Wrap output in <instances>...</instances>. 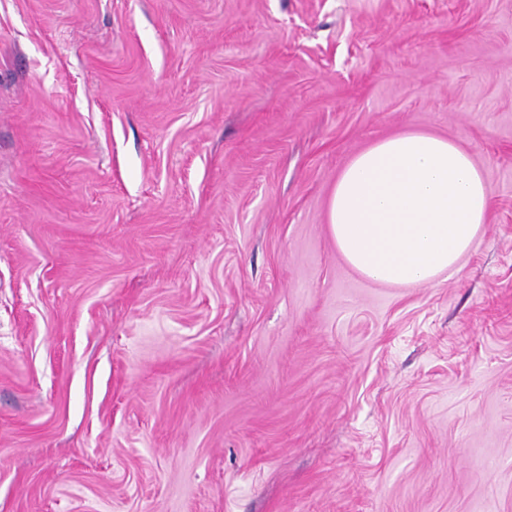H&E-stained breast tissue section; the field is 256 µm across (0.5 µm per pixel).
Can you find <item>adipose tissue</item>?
<instances>
[{
  "label": "adipose tissue",
  "instance_id": "1",
  "mask_svg": "<svg viewBox=\"0 0 512 512\" xmlns=\"http://www.w3.org/2000/svg\"><path fill=\"white\" fill-rule=\"evenodd\" d=\"M490 194L453 141L409 132L374 142L336 178L329 229L344 260L392 286L432 282L480 232Z\"/></svg>",
  "mask_w": 512,
  "mask_h": 512
}]
</instances>
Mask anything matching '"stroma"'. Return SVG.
<instances>
[{
  "label": "stroma",
  "instance_id": "35a3bbf8",
  "mask_svg": "<svg viewBox=\"0 0 512 512\" xmlns=\"http://www.w3.org/2000/svg\"><path fill=\"white\" fill-rule=\"evenodd\" d=\"M409 131L491 203L389 287ZM0 512H512V0H0ZM489 204L467 152L451 140L409 132L374 142L340 171L329 229L364 278L418 286L455 267L485 224Z\"/></svg>",
  "mask_w": 512,
  "mask_h": 512
}]
</instances>
